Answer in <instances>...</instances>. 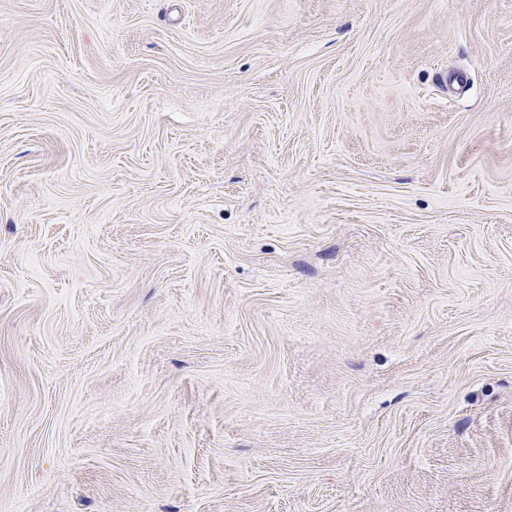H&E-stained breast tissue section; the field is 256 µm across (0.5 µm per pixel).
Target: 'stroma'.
Segmentation results:
<instances>
[{
	"label": "stroma",
	"instance_id": "1",
	"mask_svg": "<svg viewBox=\"0 0 512 512\" xmlns=\"http://www.w3.org/2000/svg\"><path fill=\"white\" fill-rule=\"evenodd\" d=\"M0 512H512V0H0Z\"/></svg>",
	"mask_w": 512,
	"mask_h": 512
}]
</instances>
